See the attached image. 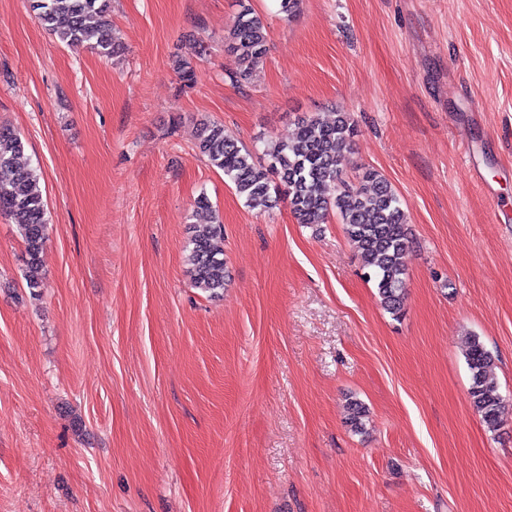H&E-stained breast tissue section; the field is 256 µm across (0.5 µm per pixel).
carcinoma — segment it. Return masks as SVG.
<instances>
[{"mask_svg": "<svg viewBox=\"0 0 512 512\" xmlns=\"http://www.w3.org/2000/svg\"><path fill=\"white\" fill-rule=\"evenodd\" d=\"M42 26L59 42L86 43L99 56L121 55L123 43L115 36L107 16L112 0H35ZM225 48L235 55L237 70L230 79L238 86L249 82L256 63L269 49L265 19L251 5L239 0V11ZM180 81L190 86L196 72L191 59L176 61ZM354 125L345 112L332 123L315 116L301 118L291 140L267 145V166L255 161V153L224 130V125L198 123L196 148L207 162L223 171L236 194L250 207H266L272 194L283 193L299 224H325L336 213L348 239L355 245L365 269L374 281L383 309L394 317L403 312L406 298L407 257L411 238L402 202L391 183L379 171L367 168L362 181L367 189L345 179L347 153ZM24 142L11 127L0 126V215L18 224L25 245L24 279L28 288L42 286L41 254L46 240L47 208L37 169L21 162ZM186 264L193 287L209 297L224 291V224L207 194L194 201ZM465 361L470 372L468 402L491 432L500 429L512 402L500 392L495 376V356L478 336L468 338ZM368 410L348 398L347 423L354 432L365 429Z\"/></svg>", "mask_w": 512, "mask_h": 512, "instance_id": "obj_1", "label": "carcinoma"}]
</instances>
